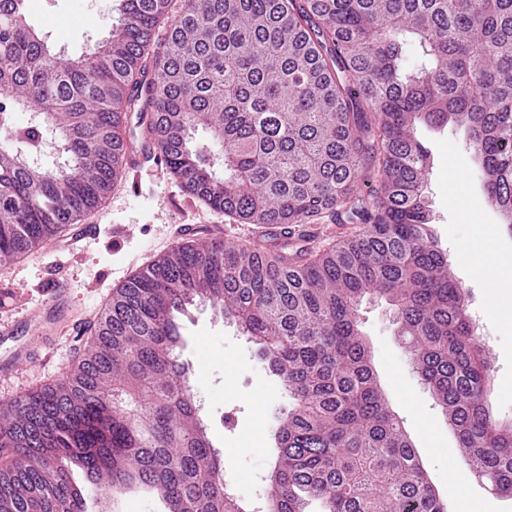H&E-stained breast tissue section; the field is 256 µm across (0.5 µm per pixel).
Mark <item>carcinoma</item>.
I'll use <instances>...</instances> for the list:
<instances>
[{"label": "carcinoma", "mask_w": 512, "mask_h": 512, "mask_svg": "<svg viewBox=\"0 0 512 512\" xmlns=\"http://www.w3.org/2000/svg\"><path fill=\"white\" fill-rule=\"evenodd\" d=\"M118 0L108 37L52 51L26 0H0V263L40 249L105 201L123 173L115 129L140 140L189 194L243 224H310L336 243L296 259L183 243L112 294L59 382L0 407V512H97L154 494L163 512H246L224 487L177 349V318L221 310L292 405L274 434L267 512H447L359 329L385 299L469 474L512 496V419L496 416L491 363L465 289L431 229L429 150L451 125L480 166L485 201L512 227V0ZM168 26L163 38L156 29ZM417 64L406 69L402 45ZM33 121L13 126V112ZM63 161L41 162L50 132Z\"/></svg>", "instance_id": "cac0c4a2"}]
</instances>
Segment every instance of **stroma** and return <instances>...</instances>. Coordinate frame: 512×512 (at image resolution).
<instances>
[{"instance_id":"obj_1","label":"stroma","mask_w":512,"mask_h":512,"mask_svg":"<svg viewBox=\"0 0 512 512\" xmlns=\"http://www.w3.org/2000/svg\"><path fill=\"white\" fill-rule=\"evenodd\" d=\"M32 22L55 51L73 57L106 36L115 0H38ZM418 138L431 153L426 196L432 230L451 270L468 292L469 310L493 366L491 399L497 412L512 417V232L484 202L473 155L455 129L419 127ZM92 236L69 249H40L20 262L0 265V323L14 322L42 306L52 282L69 289L65 331L37 348L21 370L0 374V403L66 377L82 352L85 328L95 323L125 274L137 272L170 251L185 227H200L237 244L252 227L215 211L185 191L156 161L127 168L104 205L88 214ZM490 250V272L475 271L471 254ZM365 336L389 404L399 414L448 512H512V498L488 491L475 480L448 488V464L462 454L445 416L420 380L397 335L390 305L364 300L359 308ZM182 359L200 417L222 452L224 484L266 512L265 488L275 452L274 433L288 409V395L235 323L201 304L181 317Z\"/></svg>"}]
</instances>
